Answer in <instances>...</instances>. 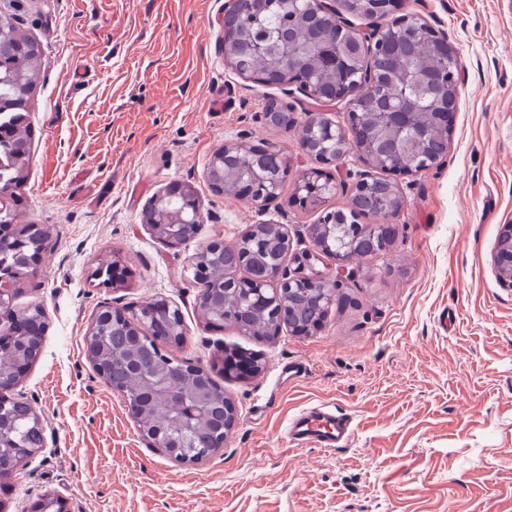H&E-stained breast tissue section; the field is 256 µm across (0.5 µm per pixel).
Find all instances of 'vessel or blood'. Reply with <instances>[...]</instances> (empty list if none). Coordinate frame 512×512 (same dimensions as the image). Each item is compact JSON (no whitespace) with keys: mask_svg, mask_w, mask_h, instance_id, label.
Here are the masks:
<instances>
[{"mask_svg":"<svg viewBox=\"0 0 512 512\" xmlns=\"http://www.w3.org/2000/svg\"><path fill=\"white\" fill-rule=\"evenodd\" d=\"M353 433L350 418L328 407H315L301 412L288 425L290 442L316 448L346 447Z\"/></svg>","mask_w":512,"mask_h":512,"instance_id":"vessel-or-blood-1","label":"vessel or blood"}]
</instances>
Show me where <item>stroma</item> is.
<instances>
[{"label":"stroma","instance_id":"stroma-1","mask_svg":"<svg viewBox=\"0 0 512 512\" xmlns=\"http://www.w3.org/2000/svg\"><path fill=\"white\" fill-rule=\"evenodd\" d=\"M224 3L0 0L42 48L12 215L50 231L42 264L15 285V308L41 306L48 326L11 392L35 407L44 445L0 485V512H31L46 494L71 512H512V288L494 266L512 224V0H402L459 53L449 153L400 178L393 245L355 264L323 326L269 340L208 326L189 259L262 222L283 226L290 254L308 248L318 215L294 206L293 176L261 210L215 193L208 172L232 143L275 144L294 172L312 167L296 131L262 120L270 97L300 116L312 105L225 65ZM173 181L193 184L205 214L176 245L142 222ZM105 260L109 278L95 274ZM155 298L183 316L170 355L213 367L236 407L223 448L198 463L152 446L85 353L103 305ZM228 347L261 371L225 375ZM322 404L351 415L349 445L289 443L290 420Z\"/></svg>","mask_w":512,"mask_h":512}]
</instances>
